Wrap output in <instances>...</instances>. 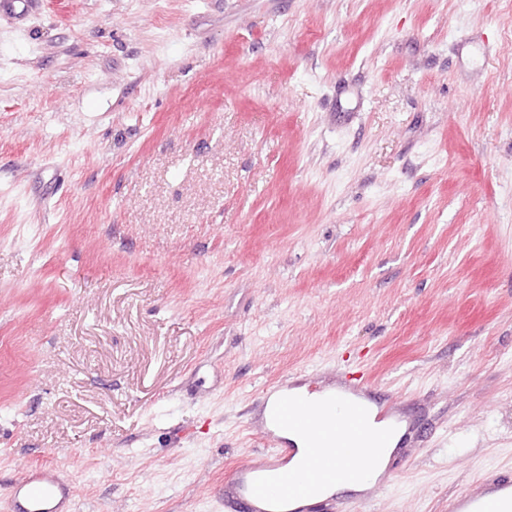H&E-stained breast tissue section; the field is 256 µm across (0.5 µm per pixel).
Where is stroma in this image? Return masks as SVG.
<instances>
[{
	"instance_id": "obj_1",
	"label": "stroma",
	"mask_w": 512,
	"mask_h": 512,
	"mask_svg": "<svg viewBox=\"0 0 512 512\" xmlns=\"http://www.w3.org/2000/svg\"><path fill=\"white\" fill-rule=\"evenodd\" d=\"M347 372L410 429L344 512L512 473V0L0 12V512H225L263 388ZM74 491L51 464L23 471L9 496V512H74Z\"/></svg>"
}]
</instances>
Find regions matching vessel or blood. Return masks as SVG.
<instances>
[{
    "label": "vessel or blood",
    "mask_w": 512,
    "mask_h": 512,
    "mask_svg": "<svg viewBox=\"0 0 512 512\" xmlns=\"http://www.w3.org/2000/svg\"><path fill=\"white\" fill-rule=\"evenodd\" d=\"M343 386V392L329 394L326 407L317 410L303 396L292 394L290 379L280 380L279 397L269 406L276 428L264 436L262 461L240 463L224 477L228 512H273L275 504L306 498L317 485L354 477V470L340 463L349 450L339 442V435L356 434L376 441L381 435L369 427L366 410L355 403L356 397L371 388V381L358 375L344 380ZM284 429L310 437L315 445L313 452L301 455L295 471L288 470L286 463L299 455L298 449L281 437ZM73 503L71 483L60 478L56 467L44 463L17 477L9 512H74ZM449 512H512V480H498L482 492L458 495Z\"/></svg>",
    "instance_id": "b4317fda"
}]
</instances>
